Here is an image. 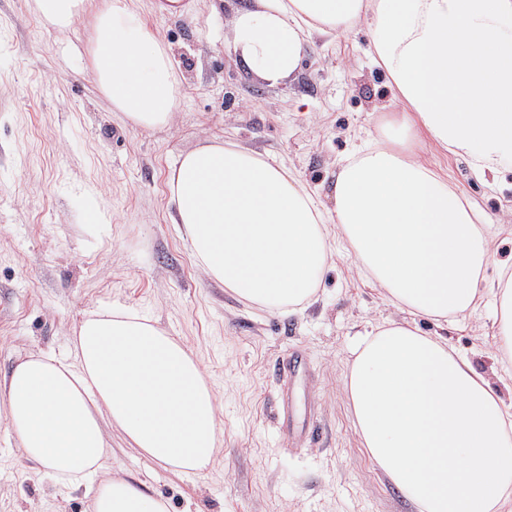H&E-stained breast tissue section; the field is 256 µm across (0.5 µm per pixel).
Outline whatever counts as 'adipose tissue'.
<instances>
[{
  "instance_id": "obj_1",
  "label": "adipose tissue",
  "mask_w": 512,
  "mask_h": 512,
  "mask_svg": "<svg viewBox=\"0 0 512 512\" xmlns=\"http://www.w3.org/2000/svg\"><path fill=\"white\" fill-rule=\"evenodd\" d=\"M35 0L53 27L91 15L90 63L113 112L135 128L169 124L183 76L139 0ZM224 47L262 80L290 77L312 35L365 32L402 128L468 160L479 179L512 158V0H254L233 7ZM167 186L205 274L259 309L316 301L336 242L391 304L437 324L475 312L491 242L447 177L385 138L353 149L325 206L284 162L232 142L179 156ZM499 353L512 358V271L493 290ZM344 379L373 463L418 512H512V403L442 336L391 322L357 335ZM0 414L24 461L92 512H167L123 478L100 480L106 431L155 463L201 475L224 442L216 392L198 359L149 318L86 317L69 356L40 351L0 378Z\"/></svg>"
}]
</instances>
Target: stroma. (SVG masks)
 <instances>
[{
	"label": "stroma",
	"instance_id": "stroma-1",
	"mask_svg": "<svg viewBox=\"0 0 512 512\" xmlns=\"http://www.w3.org/2000/svg\"><path fill=\"white\" fill-rule=\"evenodd\" d=\"M148 24L171 46L184 77L173 121L125 124L99 94L88 62V23L48 24L34 0H0V375L26 355H68L87 315L124 309L185 341L221 404L224 444L202 477L182 476L108 435V471L160 495L168 512H415L362 448L344 391L355 336L384 319L405 320L378 288L339 258L319 299L291 315L239 302L211 280L173 224L166 180L178 157L204 141L232 140L285 161L320 194L353 145L378 135L410 141L396 124L386 76L365 35L316 41L277 84L226 52L224 20L209 0ZM508 233L485 272L496 284L512 267V172L499 185L476 179L465 159L418 147ZM475 368L501 385L491 306L444 332ZM302 351L295 381L297 426L318 436L300 445L280 430L278 357ZM0 422V512H88L71 489L21 466Z\"/></svg>",
	"mask_w": 512,
	"mask_h": 512
}]
</instances>
